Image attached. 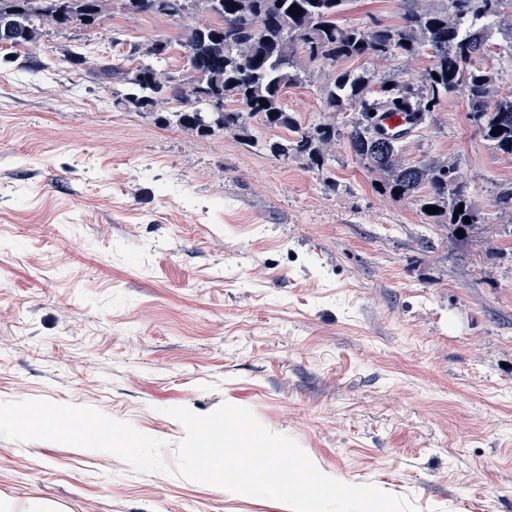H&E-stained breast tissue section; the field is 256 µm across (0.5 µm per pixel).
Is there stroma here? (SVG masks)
I'll return each mask as SVG.
<instances>
[{
  "label": "stroma",
  "instance_id": "stroma-1",
  "mask_svg": "<svg viewBox=\"0 0 512 512\" xmlns=\"http://www.w3.org/2000/svg\"><path fill=\"white\" fill-rule=\"evenodd\" d=\"M408 0H348L342 24L395 26ZM195 17L113 6L91 27L0 47V432L12 512H291L180 474L184 426L249 408L326 475L410 498L419 512H512V239L494 207L512 157L483 141L461 92L402 142V158L457 165L483 219L458 233L337 141L322 169L266 149L285 129L197 136L121 106L70 53L132 66L181 44ZM428 54L316 63L283 102L309 129L335 73L418 78ZM111 422L87 450L53 410Z\"/></svg>",
  "mask_w": 512,
  "mask_h": 512
}]
</instances>
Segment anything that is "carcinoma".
Instances as JSON below:
<instances>
[{
  "mask_svg": "<svg viewBox=\"0 0 512 512\" xmlns=\"http://www.w3.org/2000/svg\"><path fill=\"white\" fill-rule=\"evenodd\" d=\"M131 14L181 17L197 10L216 18L188 29L183 47L188 55L185 80L175 87L160 69L167 48L147 49L145 58L127 68L105 57L71 58L93 78L126 87L123 104L156 114V119L198 136L233 131L246 144L256 141L247 123L255 120L267 128H284L290 139L267 143L278 156L294 155L311 168L322 169L336 139L347 140L354 157L380 176V188L392 197L419 196L421 210L438 208L429 215L433 223L445 216L448 223L468 231L481 216L466 193L459 169L431 161H401V141L379 136L372 114L395 109L426 124L440 100L461 89L479 134L501 153L512 156V93L496 88V77L487 66L490 53L487 30L507 27L512 38V19L504 20L505 0H453L442 9L412 8L398 26L371 28L343 26L338 15L347 0H121ZM299 15L288 13L292 6ZM110 9L112 0H0V45L29 47L38 43L40 30L88 27ZM428 51L433 66L419 80L392 83L373 89L364 73H340L324 90L327 110L335 113L351 107L353 117L343 126L322 119L312 130L302 131L283 104L288 86L300 81L306 65L348 58L413 57ZM267 106H261L259 99ZM179 102L174 112H156L169 101ZM235 100L240 110L222 111L224 101ZM501 127L502 132L492 134ZM426 195L419 194L423 187ZM462 213L455 214V211ZM470 218L465 222L464 218Z\"/></svg>",
  "mask_w": 512,
  "mask_h": 512,
  "instance_id": "obj_1",
  "label": "carcinoma"
}]
</instances>
